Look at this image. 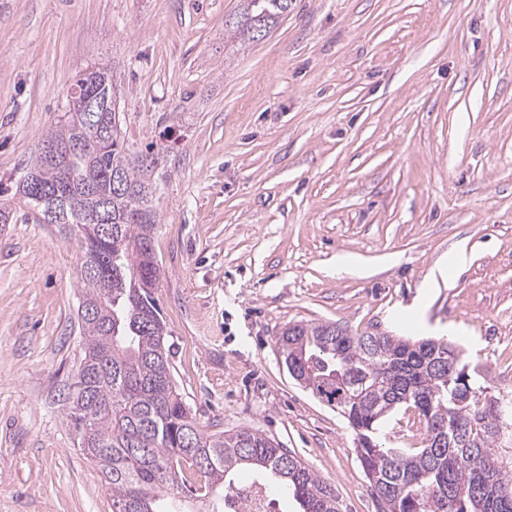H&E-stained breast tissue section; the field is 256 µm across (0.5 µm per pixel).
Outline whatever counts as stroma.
I'll return each mask as SVG.
<instances>
[{
	"label": "stroma",
	"mask_w": 512,
	"mask_h": 512,
	"mask_svg": "<svg viewBox=\"0 0 512 512\" xmlns=\"http://www.w3.org/2000/svg\"><path fill=\"white\" fill-rule=\"evenodd\" d=\"M238 7L0 0V512H112L63 404L84 353L76 244L16 193L91 66L114 75L131 151L165 150L157 297L205 432L258 431L341 512H378L346 420L284 362L296 323L456 329L512 402V0H293L242 44L224 35Z\"/></svg>",
	"instance_id": "35a3bbf8"
}]
</instances>
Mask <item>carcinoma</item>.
<instances>
[{"instance_id":"carcinoma-1","label":"carcinoma","mask_w":512,"mask_h":512,"mask_svg":"<svg viewBox=\"0 0 512 512\" xmlns=\"http://www.w3.org/2000/svg\"><path fill=\"white\" fill-rule=\"evenodd\" d=\"M292 0H240L225 31L257 42ZM114 90L100 68L80 74L68 110L42 142L86 137L96 147L64 175L37 155L21 183L25 204L42 214L60 208L79 255L84 356L64 398L66 418L86 458L112 492V512H187L193 501L224 512L233 475L251 470L266 489L276 483L301 512H341L336 490L275 440L253 430L205 433L173 381L168 332L155 288L158 212L152 174L161 149L127 152L122 136L94 132L77 103H103ZM35 179L49 189L28 191ZM106 224L111 233L93 238ZM279 343L294 379L346 419L379 512H512V476L493 453L512 426V405L498 417L461 350L436 339L355 334L335 323L286 327ZM411 408L424 429L418 448H387L389 417Z\"/></svg>"}]
</instances>
